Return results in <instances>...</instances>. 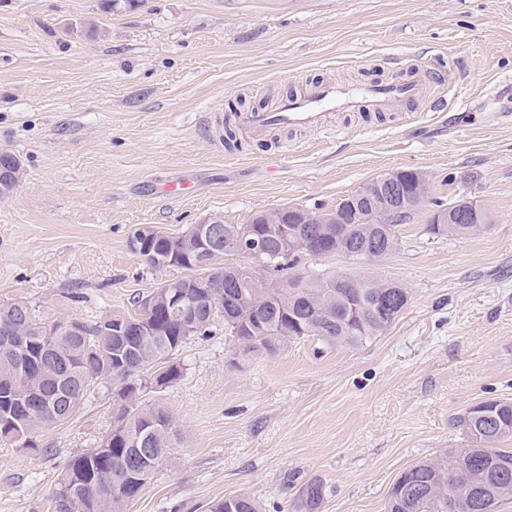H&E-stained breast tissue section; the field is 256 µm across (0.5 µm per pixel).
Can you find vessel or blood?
Returning <instances> with one entry per match:
<instances>
[{
    "instance_id": "obj_1",
    "label": "vessel or blood",
    "mask_w": 512,
    "mask_h": 512,
    "mask_svg": "<svg viewBox=\"0 0 512 512\" xmlns=\"http://www.w3.org/2000/svg\"><path fill=\"white\" fill-rule=\"evenodd\" d=\"M420 91L412 83H378L360 86L320 84L304 95L281 100L274 111L248 112L242 122L249 134L264 138L275 126L314 128L332 137L337 127L327 125L328 112H371L415 99Z\"/></svg>"
}]
</instances>
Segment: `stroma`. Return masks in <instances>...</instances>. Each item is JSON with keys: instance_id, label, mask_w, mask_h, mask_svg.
<instances>
[{"instance_id": "obj_1", "label": "stroma", "mask_w": 512, "mask_h": 512, "mask_svg": "<svg viewBox=\"0 0 512 512\" xmlns=\"http://www.w3.org/2000/svg\"><path fill=\"white\" fill-rule=\"evenodd\" d=\"M396 77L419 84L420 102L331 115L333 138L240 131L233 148L216 134L233 110ZM0 151L23 163L0 197V304L26 301L46 322L132 312L134 295L183 276L131 249L141 226L177 236L215 216L328 210L395 170L429 182L391 254L303 262L403 285L408 303L383 335L250 351L219 317L183 344L180 377L138 398L173 428L128 512H207L240 492L291 512L312 478L329 490L321 512H386L406 468L468 447L455 417L512 401V0H141L114 13L100 0H0ZM179 182L188 195L163 194ZM464 199L489 215L483 230L429 233L436 204ZM122 406L99 381L33 447L0 446V512H54L63 467Z\"/></svg>"}]
</instances>
